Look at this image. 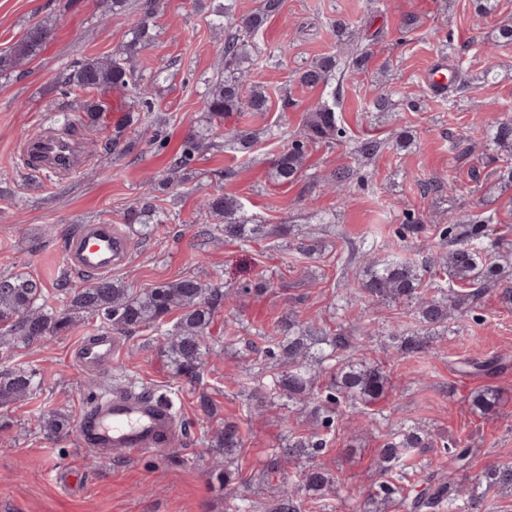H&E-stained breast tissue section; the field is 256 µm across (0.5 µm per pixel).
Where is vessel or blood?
Instances as JSON below:
<instances>
[{"mask_svg": "<svg viewBox=\"0 0 512 512\" xmlns=\"http://www.w3.org/2000/svg\"><path fill=\"white\" fill-rule=\"evenodd\" d=\"M457 76V70L443 61L433 63L425 74L431 91L440 95L447 92ZM20 155L28 169L68 175L77 171L84 150L74 135L55 130L24 140ZM129 258V242L108 221L82 225L64 251L67 268L88 280L126 267ZM118 350L119 343L111 333L98 332L81 339L76 360L82 370L94 372L110 366ZM178 437L171 403L130 390H111L98 396L93 408L82 411L77 442L85 448L136 458L174 447Z\"/></svg>", "mask_w": 512, "mask_h": 512, "instance_id": "1", "label": "vessel or blood"}]
</instances>
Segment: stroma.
I'll return each mask as SVG.
<instances>
[{"label":"stroma","mask_w":512,"mask_h":512,"mask_svg":"<svg viewBox=\"0 0 512 512\" xmlns=\"http://www.w3.org/2000/svg\"><path fill=\"white\" fill-rule=\"evenodd\" d=\"M512 17V0H285L281 15L268 19L256 36L259 49L248 77L263 86L269 109L244 114L240 129L251 133L249 148L227 145L196 155L187 170L171 165L186 138L205 128L200 99L216 77L224 34L208 24L200 0H160L155 38L137 59L150 83L153 110L136 107L132 93L110 88L64 93L59 75L85 57H107L126 39L135 14L113 12L112 0H0V53L9 50L29 24L48 20L52 36L43 51L0 72V278L30 276L44 288L46 306L66 312L70 298L60 283L81 288L85 279L69 272L62 256L75 227L107 219L131 244L126 268L111 277L134 289L193 276L218 284L227 296L214 314L205 344L209 353L200 381L180 377L163 352L170 325L120 336L112 366L86 373L73 359L83 336L98 331L96 319L78 321L68 332L0 351V371L36 372L33 395L0 406V512H227L217 471L223 449L213 441L225 422L237 423L243 446L232 468L248 512H273L281 483L297 482V468L265 477L273 449L292 436L315 432L309 413L287 398H258V385L274 370L261 352L278 339L288 313L363 343V355L381 364L391 391L375 409H341L328 433L320 462L334 475L336 494L304 496L302 512H363L362 491L378 479L376 452L399 427L423 426L432 446L409 476L419 482L426 464H445L444 443L475 448L461 483L485 466L512 465V309L487 295L474 314L452 321L423 355L401 356L389 337L394 325L418 323L406 304L352 297L348 284L362 276V262L341 266L353 249L374 245L375 256H414L418 245L442 252L439 229L473 211L492 212L512 226V190L488 178L496 149L482 133L494 114L512 115V43L495 41L498 22ZM348 24L336 39L330 21ZM366 49L365 69L338 75L331 87L309 88L297 76L319 58L346 60ZM437 60L453 63L461 82L448 96H434L424 71ZM494 77L483 81L485 70ZM337 94L343 141L310 147L300 178L276 183L272 162L298 136L307 113ZM389 112L373 107L381 94ZM99 102L101 118L89 122L85 106ZM69 115L70 128L85 143L87 160L69 176L26 169L19 144ZM163 129L165 145L154 144ZM120 134L122 153L102 151ZM379 142L372 158L355 145ZM349 167L363 182L343 192L332 187L336 168ZM455 180L453 196L426 192L427 182ZM152 193L162 219L141 240L139 225L123 221L126 210ZM224 194L240 203L253 224L284 225L287 234L248 242L217 235L218 221L203 202ZM422 217L417 234L399 236L405 213ZM212 236H203V229ZM315 245L313 255L299 247ZM266 284L263 294H242L244 285ZM501 355L506 367L492 375H466L460 363ZM135 384L172 400L181 418V440L173 448L136 459L100 457L78 447L76 431L47 437L43 417L77 422L99 385ZM487 386L501 393L498 414L477 416L471 394Z\"/></svg>","instance_id":"stroma-1"}]
</instances>
